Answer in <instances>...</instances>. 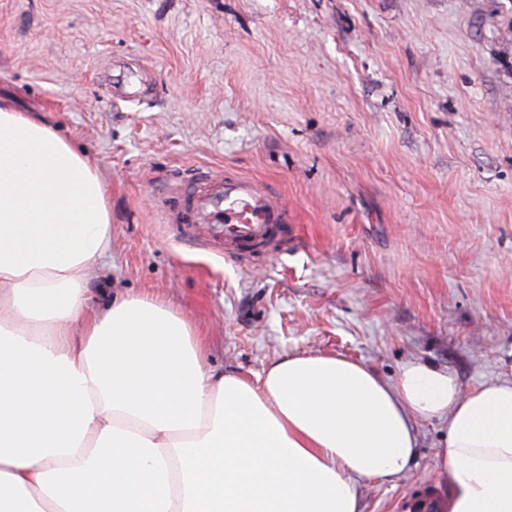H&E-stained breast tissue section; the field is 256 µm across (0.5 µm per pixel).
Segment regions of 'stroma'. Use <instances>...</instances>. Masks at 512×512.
<instances>
[{"instance_id": "1", "label": "stroma", "mask_w": 512, "mask_h": 512, "mask_svg": "<svg viewBox=\"0 0 512 512\" xmlns=\"http://www.w3.org/2000/svg\"><path fill=\"white\" fill-rule=\"evenodd\" d=\"M0 99L94 158L110 255L92 305L157 299L253 380L291 354L463 388L512 351V0H0ZM255 178L293 237L224 257L162 202ZM439 426L363 512L438 492Z\"/></svg>"}]
</instances>
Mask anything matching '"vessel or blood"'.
Wrapping results in <instances>:
<instances>
[{
    "instance_id": "b4317fda",
    "label": "vessel or blood",
    "mask_w": 512,
    "mask_h": 512,
    "mask_svg": "<svg viewBox=\"0 0 512 512\" xmlns=\"http://www.w3.org/2000/svg\"><path fill=\"white\" fill-rule=\"evenodd\" d=\"M181 206L169 207L168 221L183 225L190 240L212 248L223 245L228 258L245 248L276 240L291 219L286 208L257 181L220 170L200 172L177 189Z\"/></svg>"
}]
</instances>
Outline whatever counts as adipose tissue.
Returning a JSON list of instances; mask_svg holds the SVG:
<instances>
[{
	"label": "adipose tissue",
	"instance_id": "1",
	"mask_svg": "<svg viewBox=\"0 0 512 512\" xmlns=\"http://www.w3.org/2000/svg\"><path fill=\"white\" fill-rule=\"evenodd\" d=\"M95 161L0 103V512H361L442 427L448 512H512V359L462 390L418 359L217 372L154 299L87 304L111 245Z\"/></svg>",
	"mask_w": 512,
	"mask_h": 512
}]
</instances>
